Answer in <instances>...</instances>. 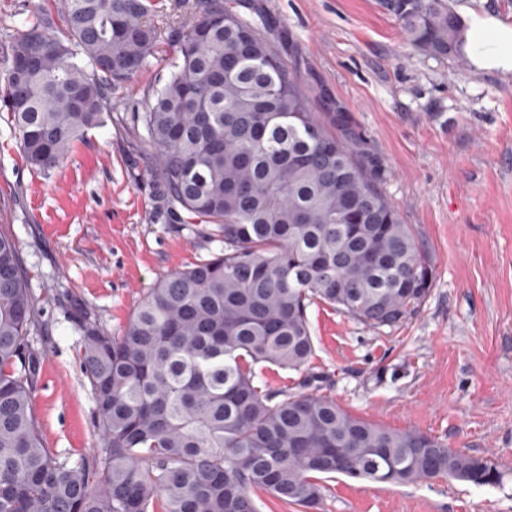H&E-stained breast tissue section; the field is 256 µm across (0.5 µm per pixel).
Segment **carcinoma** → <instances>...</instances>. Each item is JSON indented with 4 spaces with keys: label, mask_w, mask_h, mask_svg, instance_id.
Returning a JSON list of instances; mask_svg holds the SVG:
<instances>
[{
    "label": "carcinoma",
    "mask_w": 512,
    "mask_h": 512,
    "mask_svg": "<svg viewBox=\"0 0 512 512\" xmlns=\"http://www.w3.org/2000/svg\"><path fill=\"white\" fill-rule=\"evenodd\" d=\"M405 42L465 58L448 0H382ZM155 0H60L11 38L0 90L27 162L55 168L112 118V87L146 66ZM163 84L131 116L167 207L204 218L224 250L149 289L114 336L84 322L82 367L99 447H48L33 411L38 309L0 234V512H259L265 491L312 512L320 476L407 485L502 479L485 455L380 427L317 393L256 384L255 366L304 374L318 300L372 328L415 314L433 268L384 193L388 170L350 113L312 111L257 25L201 0L170 41Z\"/></svg>",
    "instance_id": "1"
}]
</instances>
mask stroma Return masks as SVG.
Returning <instances> with one entry per match:
<instances>
[{"mask_svg": "<svg viewBox=\"0 0 512 512\" xmlns=\"http://www.w3.org/2000/svg\"><path fill=\"white\" fill-rule=\"evenodd\" d=\"M0 0V59L35 4ZM251 18L297 74L317 112H350L389 170L387 198L433 266L419 312L369 328L317 302L308 318L320 394L377 425L415 429L496 459L501 484L411 485L323 479L319 512H512V71L412 50L380 0H252ZM164 52L112 91L140 107ZM154 155L130 123L109 122L45 172L0 112V233L39 307L34 410L45 443L86 453L98 437L76 312L119 334L148 288L222 250L215 227L168 219Z\"/></svg>", "mask_w": 512, "mask_h": 512, "instance_id": "1", "label": "stroma"}]
</instances>
